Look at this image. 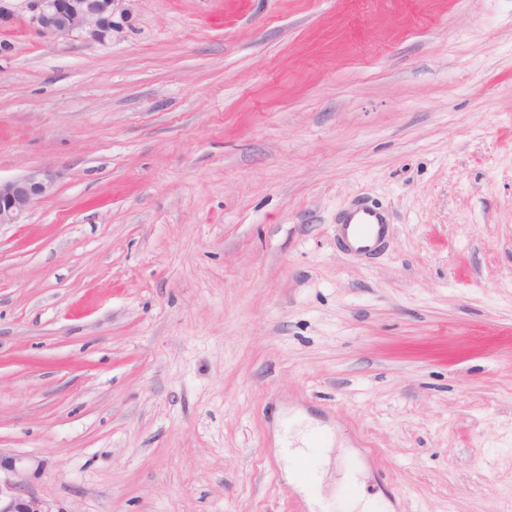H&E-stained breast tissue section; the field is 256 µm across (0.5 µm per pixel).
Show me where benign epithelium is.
Segmentation results:
<instances>
[{
    "label": "benign epithelium",
    "mask_w": 512,
    "mask_h": 512,
    "mask_svg": "<svg viewBox=\"0 0 512 512\" xmlns=\"http://www.w3.org/2000/svg\"><path fill=\"white\" fill-rule=\"evenodd\" d=\"M23 2L27 24L51 38L85 35L105 43L112 40L114 0H0V28L18 19L17 2ZM54 175L37 170L19 178L0 180V226L18 224L38 201L52 195ZM0 512H52L47 504L26 494L20 483L0 478Z\"/></svg>",
    "instance_id": "7a95c632"
}]
</instances>
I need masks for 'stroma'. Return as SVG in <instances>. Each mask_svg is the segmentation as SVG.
I'll use <instances>...</instances> for the list:
<instances>
[{"label": "stroma", "mask_w": 512, "mask_h": 512, "mask_svg": "<svg viewBox=\"0 0 512 512\" xmlns=\"http://www.w3.org/2000/svg\"><path fill=\"white\" fill-rule=\"evenodd\" d=\"M1 29L0 475L52 512H512V0H116ZM386 247L336 246L354 203ZM115 0H22L27 24L41 35L70 38L85 35L96 42L112 39ZM54 186V175L48 170L0 180V227L3 224H20L35 203L52 195Z\"/></svg>", "instance_id": "1"}]
</instances>
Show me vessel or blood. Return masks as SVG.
Segmentation results:
<instances>
[{
    "label": "vessel or blood",
    "mask_w": 512,
    "mask_h": 512,
    "mask_svg": "<svg viewBox=\"0 0 512 512\" xmlns=\"http://www.w3.org/2000/svg\"><path fill=\"white\" fill-rule=\"evenodd\" d=\"M385 213L376 206L359 204L346 211L337 226L338 237L345 248L358 255L378 251L388 234Z\"/></svg>",
    "instance_id": "1"
}]
</instances>
